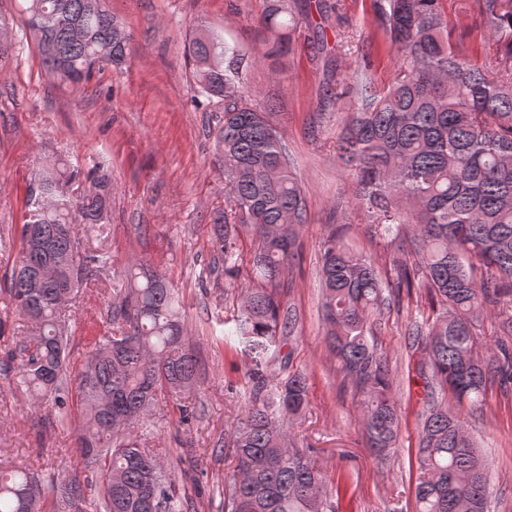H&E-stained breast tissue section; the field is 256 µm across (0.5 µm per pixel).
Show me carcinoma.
<instances>
[{"label": "carcinoma", "mask_w": 512, "mask_h": 512, "mask_svg": "<svg viewBox=\"0 0 512 512\" xmlns=\"http://www.w3.org/2000/svg\"><path fill=\"white\" fill-rule=\"evenodd\" d=\"M25 25L47 74L80 84L94 69L119 67L131 34L108 0H26ZM442 0H375L380 29L400 64L380 91L357 89L344 113L338 158L355 170V198L394 239L410 238L408 258L387 266L331 228L321 244L320 282L326 341L339 371L361 395L369 447H395L400 415L387 357L372 340L370 317L402 302L429 299L432 320L410 324L421 357L425 408L416 452L417 512H488V466L456 406L483 408L488 374L512 384V354L489 361L476 341L483 305L512 310V0H471L495 38L499 75L465 58L449 39ZM52 24L45 27L40 18ZM270 57L288 54L295 22L281 0L263 18ZM197 92L224 102L215 138L234 206V223L213 224L232 280L246 272L233 335L251 354L252 397L227 444L235 461L224 486L225 512H327L329 480L294 446L288 422L305 413L308 378L275 382L270 358L294 333L282 309V276L301 247L305 195L270 113L244 96L251 57L210 30L188 46ZM105 176L89 190L54 163L30 190L19 258L7 275L15 313L31 326L11 351L12 383L52 402L56 421L75 403L83 418L78 451L92 479L39 480L0 462V512H192L175 491L164 448L141 431L159 402L192 387L197 359L180 303L147 263L121 272L112 289V328L99 337L76 375L62 310L110 256L84 252L77 224H101L111 197ZM250 235L248 255L240 232ZM93 495H88L87 490Z\"/></svg>", "instance_id": "obj_1"}]
</instances>
